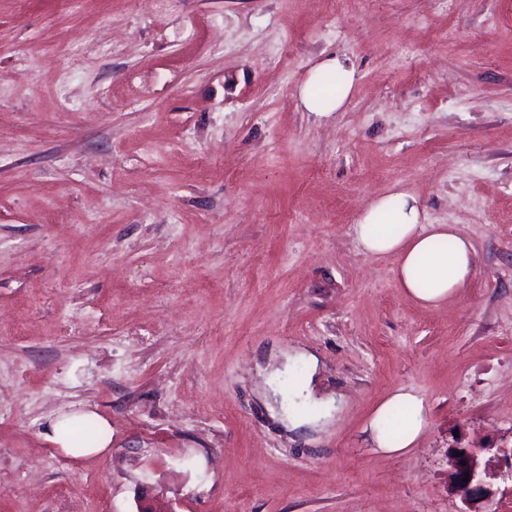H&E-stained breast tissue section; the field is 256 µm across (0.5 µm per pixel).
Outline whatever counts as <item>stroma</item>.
<instances>
[{"label": "stroma", "mask_w": 512, "mask_h": 512, "mask_svg": "<svg viewBox=\"0 0 512 512\" xmlns=\"http://www.w3.org/2000/svg\"><path fill=\"white\" fill-rule=\"evenodd\" d=\"M392 191L473 244L439 306L357 246ZM308 351L343 407L291 431ZM78 411L110 448L47 439ZM455 446L512 448V0H0V512H462ZM344 72L347 79L339 89L334 90L329 97H324L313 92L311 84L321 73ZM353 83V70L345 69L343 61L338 57L327 58L319 63L314 70L310 80L299 90V97L303 108L307 112L314 113L317 117H325L336 112L350 95ZM396 410L403 412V418L396 426V433L392 434L381 416ZM371 428L374 448L389 454L401 453L407 448H413L426 429L422 400L409 391L401 390L394 393L379 408ZM80 419L77 414L62 415L50 421L51 434L49 438L60 448H70L75 455H91L108 448L112 441V428L106 421L98 422L99 434L94 444H76L74 438L68 433L69 429L75 426Z\"/></svg>", "instance_id": "obj_1"}]
</instances>
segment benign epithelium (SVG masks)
<instances>
[{"label":"benign epithelium","mask_w":512,"mask_h":512,"mask_svg":"<svg viewBox=\"0 0 512 512\" xmlns=\"http://www.w3.org/2000/svg\"><path fill=\"white\" fill-rule=\"evenodd\" d=\"M483 453L484 449L480 447H454L449 459L448 489L472 507V512H478L475 506L491 494L490 479L496 476L512 478V448L497 450L502 469L495 474L483 461ZM465 477L468 478L466 482L463 481Z\"/></svg>","instance_id":"obj_1"}]
</instances>
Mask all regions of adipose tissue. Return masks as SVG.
I'll use <instances>...</instances> for the list:
<instances>
[{
    "label": "adipose tissue",
    "mask_w": 512,
    "mask_h": 512,
    "mask_svg": "<svg viewBox=\"0 0 512 512\" xmlns=\"http://www.w3.org/2000/svg\"><path fill=\"white\" fill-rule=\"evenodd\" d=\"M356 241L368 255L391 254L397 259L398 279L404 292L426 306L437 305L455 295L473 271L474 248L452 225L427 224L418 200L409 193L394 191L372 202L355 227ZM401 411L396 429H389L383 416ZM381 418L372 423L376 448L394 454L414 447L426 429L422 400L409 391L394 393L380 408ZM78 415H62L50 421V438L59 447L77 455H91L108 448L112 428L98 426L94 442L76 444L70 434Z\"/></svg>",
    "instance_id": "obj_1"
}]
</instances>
